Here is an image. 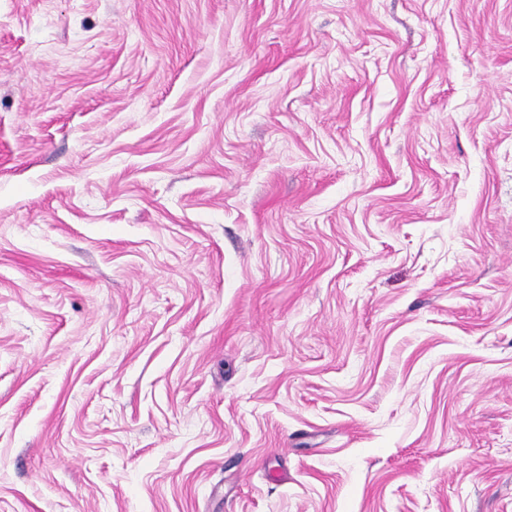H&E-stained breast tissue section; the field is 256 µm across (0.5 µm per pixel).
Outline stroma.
I'll list each match as a JSON object with an SVG mask.
<instances>
[{
	"mask_svg": "<svg viewBox=\"0 0 512 512\" xmlns=\"http://www.w3.org/2000/svg\"><path fill=\"white\" fill-rule=\"evenodd\" d=\"M0 512H512V0H0Z\"/></svg>",
	"mask_w": 512,
	"mask_h": 512,
	"instance_id": "stroma-1",
	"label": "stroma"
}]
</instances>
